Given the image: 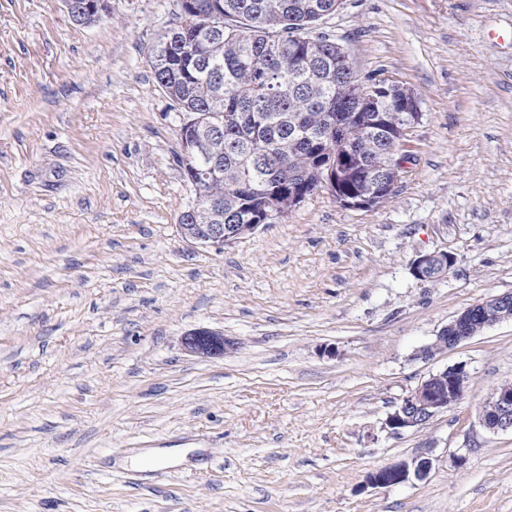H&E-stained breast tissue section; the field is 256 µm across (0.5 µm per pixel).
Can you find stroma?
I'll return each instance as SVG.
<instances>
[{"mask_svg": "<svg viewBox=\"0 0 512 512\" xmlns=\"http://www.w3.org/2000/svg\"><path fill=\"white\" fill-rule=\"evenodd\" d=\"M0 0V512H512V321L429 359L460 310L512 291V0H347L320 28L422 118L390 199L329 190L225 246L177 224L195 199L179 109L151 53L176 0ZM454 262L436 281L422 253ZM223 334V358L185 351ZM466 363L456 409L390 412ZM155 448L178 465L131 466ZM429 458L425 478L365 486ZM69 14L76 22L90 24L110 13V0H65ZM453 263V257L446 252H431L419 255L412 263L415 276L421 280H432L431 273L436 266L443 268L444 274ZM227 346L223 335L206 330L193 331L184 339L185 349L201 358H223ZM510 383L500 385L484 404L481 423L488 432H512V388L506 387Z\"/></svg>", "mask_w": 512, "mask_h": 512, "instance_id": "1", "label": "stroma"}]
</instances>
